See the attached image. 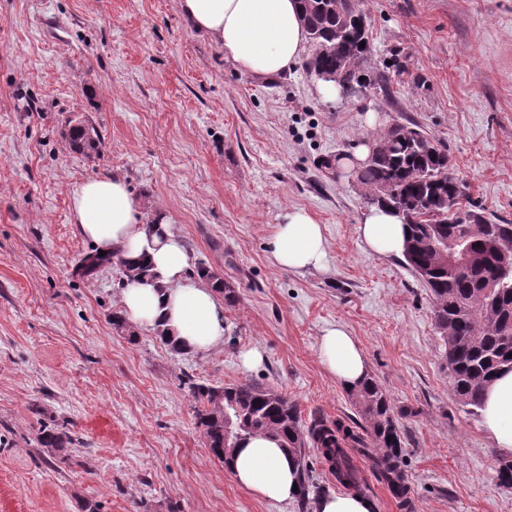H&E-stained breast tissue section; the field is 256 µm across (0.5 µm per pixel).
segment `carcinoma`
<instances>
[{
	"label": "carcinoma",
	"mask_w": 512,
	"mask_h": 512,
	"mask_svg": "<svg viewBox=\"0 0 512 512\" xmlns=\"http://www.w3.org/2000/svg\"><path fill=\"white\" fill-rule=\"evenodd\" d=\"M303 20L313 53L305 63L310 73H355L371 54L368 37L352 30L350 17L359 0H301ZM72 148L90 157L100 153L95 127L79 121L69 127ZM372 205L386 204L405 213L410 235L404 263L428 289L432 314L445 345L446 368L454 396L465 406L480 407L484 388L503 366L512 367V222L477 217L467 211L450 215L443 207L467 185L450 172L448 152L417 123H395L376 137L375 152L354 172ZM127 278L148 272L132 266L120 254L92 257L89 268L108 263ZM194 273L235 306L238 292L223 274L200 262ZM196 401V419L212 455L224 467V445L234 449L244 436L272 434L296 456L301 466V506L307 508L311 469L306 449L318 450L336 482L354 494H364L366 478L348 451L353 447L371 461L373 477L397 490L405 508L411 488L404 474V441L390 396L371 376L349 389L364 421L363 433L341 420L315 417L304 426L296 403L278 389L251 381L214 387L189 376L184 380ZM64 424L44 426L39 447L56 456L74 445Z\"/></svg>",
	"instance_id": "obj_1"
}]
</instances>
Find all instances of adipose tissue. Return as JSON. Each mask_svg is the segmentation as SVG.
<instances>
[{"mask_svg": "<svg viewBox=\"0 0 512 512\" xmlns=\"http://www.w3.org/2000/svg\"><path fill=\"white\" fill-rule=\"evenodd\" d=\"M178 10L196 32L223 50L238 71L268 77L288 71L305 51L308 36L299 0H177ZM78 233L96 249L145 262L146 276L126 280L120 308L138 327L163 324L183 352L204 354L224 344V301L193 272L191 254L173 217L164 210L145 212L117 176L85 181L71 193ZM358 232L371 253L399 257L405 250V216L372 206ZM274 266L293 272L324 270L327 244L321 224L307 210L286 207L269 239ZM321 364L345 387L368 374L359 343L342 325L326 327L318 344ZM480 428L503 457H512V369L501 371L486 388ZM233 480L254 495L277 503L297 497L296 460L270 436L239 441L232 453Z\"/></svg>", "mask_w": 512, "mask_h": 512, "instance_id": "adipose-tissue-1", "label": "adipose tissue"}]
</instances>
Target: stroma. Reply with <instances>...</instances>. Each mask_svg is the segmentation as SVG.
I'll list each match as a JSON object with an SVG mask.
<instances>
[{
  "instance_id": "1",
  "label": "stroma",
  "mask_w": 512,
  "mask_h": 512,
  "mask_svg": "<svg viewBox=\"0 0 512 512\" xmlns=\"http://www.w3.org/2000/svg\"><path fill=\"white\" fill-rule=\"evenodd\" d=\"M360 6L364 72L393 80L329 100L301 62L272 77L237 72L176 0H0V512H299L234 483L182 379L276 387L306 423L355 416L318 358L331 323L356 337L392 400L412 512H512L479 416L451 390L429 291L402 260L367 250L365 191L335 166L411 120L467 181L464 209L512 221V0ZM83 119L100 155L69 145V123ZM112 174L238 288L218 351L176 353L153 329H113L124 276L115 265L84 273L95 249L70 208L77 185ZM287 206L322 224L326 270L271 264ZM253 347L264 360L243 369ZM53 420L77 443L46 465L36 436Z\"/></svg>"
}]
</instances>
